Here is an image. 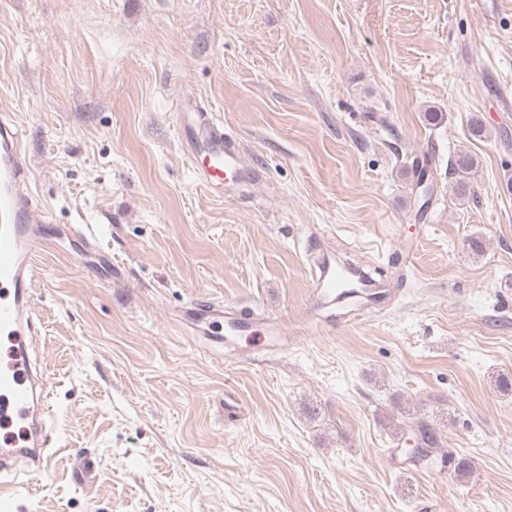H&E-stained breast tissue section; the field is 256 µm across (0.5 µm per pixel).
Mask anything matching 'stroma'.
Listing matches in <instances>:
<instances>
[{
	"label": "stroma",
	"mask_w": 512,
	"mask_h": 512,
	"mask_svg": "<svg viewBox=\"0 0 512 512\" xmlns=\"http://www.w3.org/2000/svg\"><path fill=\"white\" fill-rule=\"evenodd\" d=\"M0 105L52 217L55 454L15 512H512V0H0ZM198 110L253 170L221 198ZM324 252L382 300L317 306ZM420 417L467 478L406 461ZM449 170L458 176L456 190L459 194H465L468 188V177L474 171L477 161L473 155L467 152L457 153L454 160H449Z\"/></svg>",
	"instance_id": "obj_1"
}]
</instances>
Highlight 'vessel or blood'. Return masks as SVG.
I'll use <instances>...</instances> for the list:
<instances>
[{
  "label": "vessel or blood",
  "mask_w": 512,
  "mask_h": 512,
  "mask_svg": "<svg viewBox=\"0 0 512 512\" xmlns=\"http://www.w3.org/2000/svg\"><path fill=\"white\" fill-rule=\"evenodd\" d=\"M198 136L189 140L186 157L210 191L221 193L249 177L238 139L215 127L208 113H194ZM47 215L29 184L27 159L13 116L0 113V334L11 346L0 359V422L20 424L19 436L0 441V512H14L15 498L23 487L17 466L26 463L30 473L47 470L53 441L49 419L53 413L46 371L37 370L29 350L41 327L33 307L31 282L35 259L45 244ZM353 280L335 259L324 260L316 291L318 300L335 297Z\"/></svg>",
  "instance_id": "1"
}]
</instances>
